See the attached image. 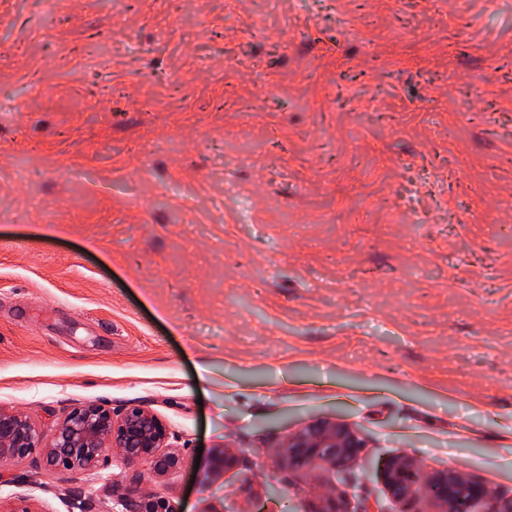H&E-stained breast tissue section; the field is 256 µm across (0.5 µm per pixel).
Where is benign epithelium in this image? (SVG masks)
<instances>
[{
  "label": "benign epithelium",
  "instance_id": "7a95c632",
  "mask_svg": "<svg viewBox=\"0 0 512 512\" xmlns=\"http://www.w3.org/2000/svg\"><path fill=\"white\" fill-rule=\"evenodd\" d=\"M364 447L354 428L328 420L306 424L287 435L280 445L288 467L306 471L320 463L336 475L361 458ZM36 451L43 454L47 465L69 471L91 472L109 455L128 468L154 475L164 474L179 463V455L169 446L165 423L140 405L118 414L94 403L80 405L48 433L36 428L27 416L0 407V462L23 460ZM236 460L234 449L216 448L211 455V472H225ZM380 467L388 496L396 503L410 501L424 489L436 503L437 512H512V496H497L484 484L449 468L425 480L409 457L387 458ZM121 501L130 512H178L162 498L141 499L137 483L124 489Z\"/></svg>",
  "mask_w": 512,
  "mask_h": 512
}]
</instances>
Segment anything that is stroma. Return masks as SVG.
Listing matches in <instances>:
<instances>
[{"label": "stroma", "instance_id": "35a3bbf8", "mask_svg": "<svg viewBox=\"0 0 512 512\" xmlns=\"http://www.w3.org/2000/svg\"><path fill=\"white\" fill-rule=\"evenodd\" d=\"M88 402L166 423L179 512H431L397 455L512 496V0H0V405ZM316 419L344 479L280 455ZM124 487L36 453L0 512ZM279 448L290 468L306 471L320 463L335 475H342L362 457L365 444L354 428L317 420L288 434Z\"/></svg>", "mask_w": 512, "mask_h": 512}]
</instances>
